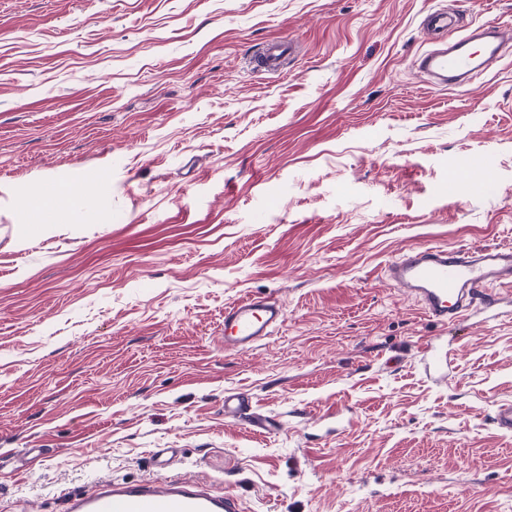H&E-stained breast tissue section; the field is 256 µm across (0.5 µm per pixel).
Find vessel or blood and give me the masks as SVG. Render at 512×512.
Returning a JSON list of instances; mask_svg holds the SVG:
<instances>
[{
  "instance_id": "vessel-or-blood-1",
  "label": "vessel or blood",
  "mask_w": 512,
  "mask_h": 512,
  "mask_svg": "<svg viewBox=\"0 0 512 512\" xmlns=\"http://www.w3.org/2000/svg\"><path fill=\"white\" fill-rule=\"evenodd\" d=\"M457 17L447 9H433L424 19L436 38L435 48L420 54L418 70L431 79L456 85L470 83L487 63L499 60L512 48V32L495 27H477L463 37L448 40ZM286 41H270L255 63L278 70ZM472 173L448 176V194L457 196L483 188ZM387 279L402 293L415 298L428 318L448 326L468 319L473 307L483 306L498 314H512V298L500 301L494 286L512 284V247L487 244L468 246H417L389 261ZM283 306L269 296H251L224 309V348L245 351L265 340L285 319ZM224 415L246 420L255 428L269 424L251 410L248 398L231 393L224 398ZM68 512H242L233 494L214 495L191 481L153 480L139 483L102 484L99 491L76 494Z\"/></svg>"
}]
</instances>
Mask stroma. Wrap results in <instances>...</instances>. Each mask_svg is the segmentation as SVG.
I'll return each mask as SVG.
<instances>
[{"label": "stroma", "instance_id": "35a3bbf8", "mask_svg": "<svg viewBox=\"0 0 512 512\" xmlns=\"http://www.w3.org/2000/svg\"><path fill=\"white\" fill-rule=\"evenodd\" d=\"M436 5L512 23V0H0V512H67L162 448L243 512H512V319L442 328L383 276L512 245V50L428 83ZM272 38L281 72L251 68ZM475 156L490 181L449 197ZM69 184L94 192L31 226L23 199ZM251 295L287 319L225 351ZM228 392L279 429L226 419Z\"/></svg>", "mask_w": 512, "mask_h": 512}]
</instances>
